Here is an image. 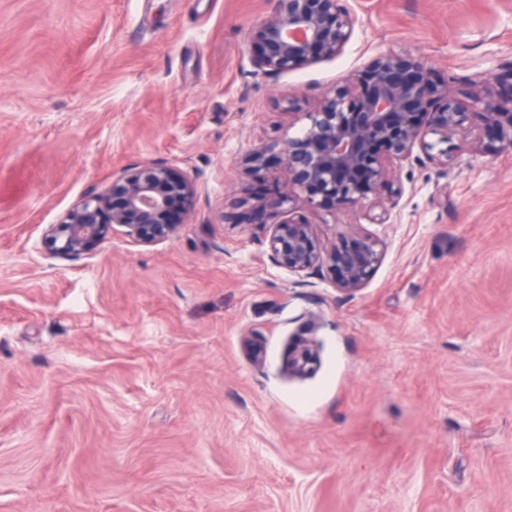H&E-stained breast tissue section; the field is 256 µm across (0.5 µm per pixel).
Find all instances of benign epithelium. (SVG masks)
Instances as JSON below:
<instances>
[{
    "label": "benign epithelium",
    "mask_w": 512,
    "mask_h": 512,
    "mask_svg": "<svg viewBox=\"0 0 512 512\" xmlns=\"http://www.w3.org/2000/svg\"><path fill=\"white\" fill-rule=\"evenodd\" d=\"M270 14L251 32L254 66L277 76L316 59L338 56L348 45L355 18L344 0H271ZM481 102L485 132L512 148V86L504 99L490 87L479 96L436 80L425 63L405 53L378 55L344 85L326 94L308 125L296 137L272 139L246 154V172L265 167L277 155L285 190L261 206L288 214L269 235L270 259L293 273L326 275L341 294L361 290L384 257L379 241L355 231L330 247L317 244L314 224L297 213L298 203L340 211L393 188L397 162L419 153L448 168L453 139L467 132L472 107ZM436 141L429 143L426 137ZM199 185L187 173L164 163H144L112 176L102 194L75 202L55 224L44 225L40 244L61 258L91 253L114 227L133 242L155 246L175 236L179 219L165 220L173 201L188 212ZM315 360L305 338L295 341L288 371L304 374Z\"/></svg>",
    "instance_id": "obj_1"
}]
</instances>
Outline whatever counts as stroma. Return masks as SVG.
<instances>
[{"label": "stroma", "instance_id": "stroma-1", "mask_svg": "<svg viewBox=\"0 0 512 512\" xmlns=\"http://www.w3.org/2000/svg\"><path fill=\"white\" fill-rule=\"evenodd\" d=\"M345 4V51L271 78L269 0H0V512H512V148L306 210L322 244H383L349 296L271 262L280 159L238 167L384 52L512 84V0ZM146 162L200 187L176 237L41 249ZM315 354L310 343L305 338H299L295 341L292 352L288 357V371L293 374L306 373L313 361Z\"/></svg>", "mask_w": 512, "mask_h": 512}]
</instances>
